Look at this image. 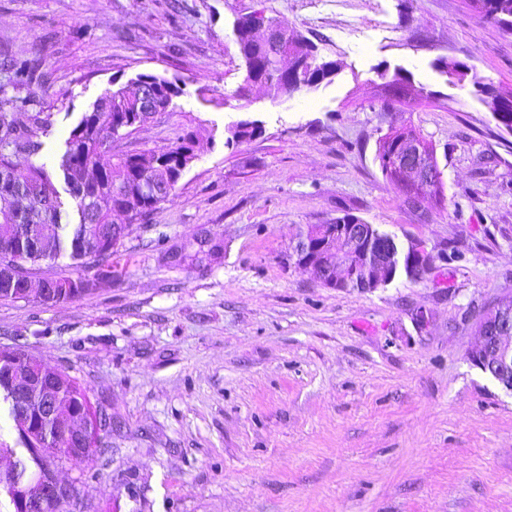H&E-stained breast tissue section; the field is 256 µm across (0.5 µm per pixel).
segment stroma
<instances>
[{"instance_id": "1", "label": "stroma", "mask_w": 512, "mask_h": 512, "mask_svg": "<svg viewBox=\"0 0 512 512\" xmlns=\"http://www.w3.org/2000/svg\"><path fill=\"white\" fill-rule=\"evenodd\" d=\"M253 11L337 61L332 82L241 93L233 25ZM0 48L51 74L47 168L111 82L140 73L181 93L113 153L198 133L175 193L113 254L116 277L54 305L0 300V344L112 416L74 512H512V394L469 359L512 294V134L441 71L461 61L512 91V31L468 0H0ZM398 72L403 97L386 84ZM246 118L261 134L229 142ZM402 127L442 175L418 209L376 158ZM344 216L421 242L429 269L336 290L289 260L300 225ZM204 230L218 259L193 258Z\"/></svg>"}]
</instances>
